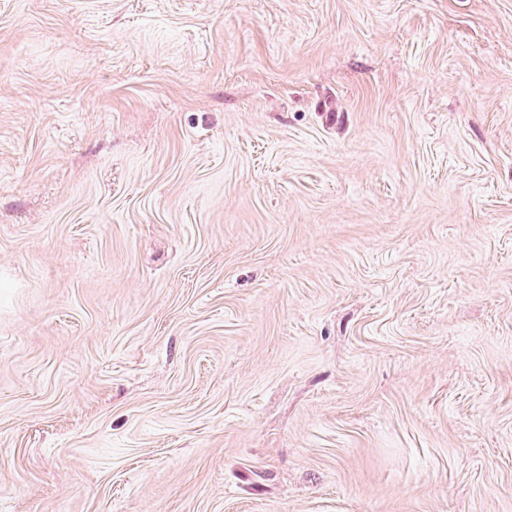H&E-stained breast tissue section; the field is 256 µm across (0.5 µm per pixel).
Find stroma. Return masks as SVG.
<instances>
[{"mask_svg": "<svg viewBox=\"0 0 512 512\" xmlns=\"http://www.w3.org/2000/svg\"><path fill=\"white\" fill-rule=\"evenodd\" d=\"M0 512H512V0H0Z\"/></svg>", "mask_w": 512, "mask_h": 512, "instance_id": "stroma-1", "label": "stroma"}]
</instances>
